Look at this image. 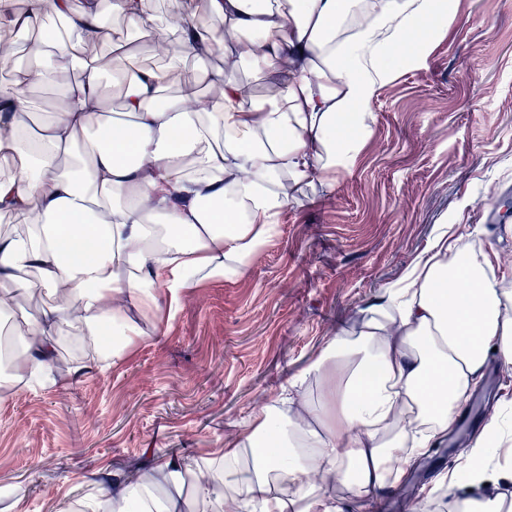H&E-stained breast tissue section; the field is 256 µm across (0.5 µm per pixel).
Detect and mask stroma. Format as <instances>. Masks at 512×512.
<instances>
[{
  "mask_svg": "<svg viewBox=\"0 0 512 512\" xmlns=\"http://www.w3.org/2000/svg\"><path fill=\"white\" fill-rule=\"evenodd\" d=\"M370 105L349 171L286 202L242 275L200 281L173 319L136 318L117 356L59 346L0 385V512H63L164 451L217 468L260 407L401 283L438 225L512 266V0H456ZM423 459L384 512H440L422 490L460 464Z\"/></svg>",
  "mask_w": 512,
  "mask_h": 512,
  "instance_id": "stroma-1",
  "label": "stroma"
}]
</instances>
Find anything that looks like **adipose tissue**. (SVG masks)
I'll return each mask as SVG.
<instances>
[{
	"mask_svg": "<svg viewBox=\"0 0 512 512\" xmlns=\"http://www.w3.org/2000/svg\"><path fill=\"white\" fill-rule=\"evenodd\" d=\"M370 23L345 39L348 0H208L218 28L152 0H26L11 24L40 35L0 88V214L26 227L0 237V317L15 320L39 362L66 327L98 338L135 333L130 309L175 315L199 277L239 275L276 228L286 191L346 170L367 133L368 108L393 78L390 38L431 29L437 0H364ZM123 22L111 30L103 13ZM66 21L59 36L44 20ZM166 54L163 68H132L144 25ZM111 50L123 110L102 96L97 45ZM221 49L219 73H184L198 50ZM80 74L38 133L33 83L61 63ZM265 77L249 93L233 73ZM218 84L206 96L203 83ZM197 192L182 202L186 185ZM42 287L51 303L16 315L11 304ZM512 367V290L490 255L441 225L401 286L387 289L351 335L334 336L262 407L250 432L225 448L222 470L159 457L150 471L101 488L86 502L112 512H180L185 493L222 512H377L426 448L445 441L455 410L480 383L489 356ZM321 386L307 393L308 379ZM505 427L488 422L443 487L480 485Z\"/></svg>",
	"mask_w": 512,
	"mask_h": 512,
	"instance_id": "adipose-tissue-1",
	"label": "adipose tissue"
}]
</instances>
